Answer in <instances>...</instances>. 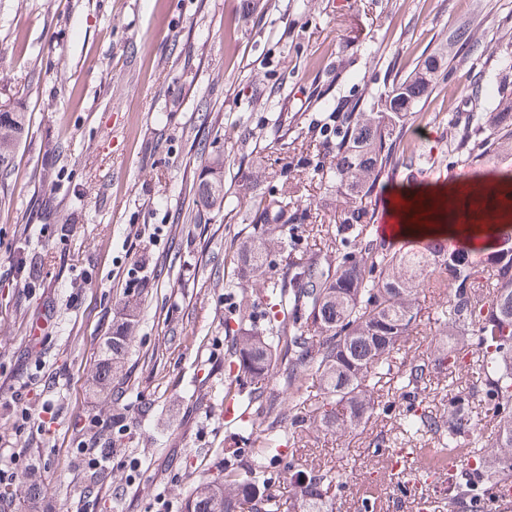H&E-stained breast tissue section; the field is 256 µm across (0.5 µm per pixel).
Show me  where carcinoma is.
<instances>
[{
	"label": "carcinoma",
	"instance_id": "obj_1",
	"mask_svg": "<svg viewBox=\"0 0 512 512\" xmlns=\"http://www.w3.org/2000/svg\"><path fill=\"white\" fill-rule=\"evenodd\" d=\"M447 69L448 51L441 48L368 99H337L334 139L321 141V160L284 162L290 146L283 141L258 157L238 184L236 202L250 210V224L236 258L259 288L240 293L224 391L245 390L267 407L243 426L252 465L226 467L197 484L183 512H329L344 486L342 473L290 457L285 471L292 496L285 503L266 462L319 429L341 440L365 428L388 411L378 394L390 381L391 398L410 400L396 419L393 447L430 446L450 459L463 447L473 460L465 471L448 465V504L464 501L469 512H482L489 492L512 484V219L491 212L489 247L449 250L434 239L381 240L370 211L400 167L418 170L429 162L403 129ZM488 83L498 94L492 110L448 118V144L470 166L488 156L512 158V62L492 68ZM28 134L26 112L0 102V183ZM277 166H293L296 174L262 192ZM314 182L334 205L328 223L306 195ZM198 196L208 207L224 201V162L207 168ZM299 236L310 247L284 250L286 239ZM443 288L448 298L434 301L427 317L437 326V345L401 354L406 338L419 335L422 304ZM123 310L125 320L112 325L110 371L118 369L136 317L129 303ZM283 311L288 316L277 319ZM464 374L474 381L468 393L458 390ZM436 376L440 390L431 391ZM480 395L482 410L474 401Z\"/></svg>",
	"mask_w": 512,
	"mask_h": 512
}]
</instances>
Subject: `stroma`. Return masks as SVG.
<instances>
[{
    "instance_id": "obj_1",
    "label": "stroma",
    "mask_w": 512,
    "mask_h": 512,
    "mask_svg": "<svg viewBox=\"0 0 512 512\" xmlns=\"http://www.w3.org/2000/svg\"><path fill=\"white\" fill-rule=\"evenodd\" d=\"M460 34L485 58L512 53V0H0V101L30 116L0 194V385L21 389L30 419L0 469L43 487L39 512H182L225 449L252 459L224 422L236 328L224 283L246 214L196 206L213 158L233 200L269 143L310 141L330 102L444 47L448 73L406 139L447 181L512 175L510 162L468 166L448 147L441 120L469 111L480 79ZM146 224L163 234L142 236ZM127 300L139 317L122 368L98 378ZM92 417L112 422L99 478L61 446L88 437ZM390 426L342 442L320 432L295 454L346 474L334 512H448L421 454L391 470L379 445Z\"/></svg>"
}]
</instances>
